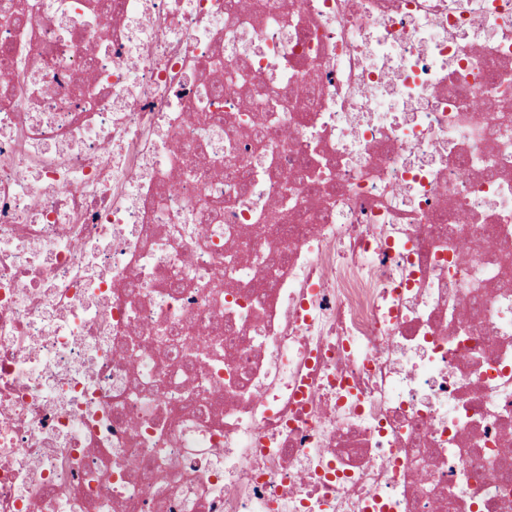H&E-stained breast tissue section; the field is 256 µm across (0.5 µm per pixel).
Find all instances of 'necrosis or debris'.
<instances>
[{
	"label": "necrosis or debris",
	"mask_w": 512,
	"mask_h": 512,
	"mask_svg": "<svg viewBox=\"0 0 512 512\" xmlns=\"http://www.w3.org/2000/svg\"><path fill=\"white\" fill-rule=\"evenodd\" d=\"M0 48V512H512V0Z\"/></svg>",
	"instance_id": "necrosis-or-debris-1"
}]
</instances>
